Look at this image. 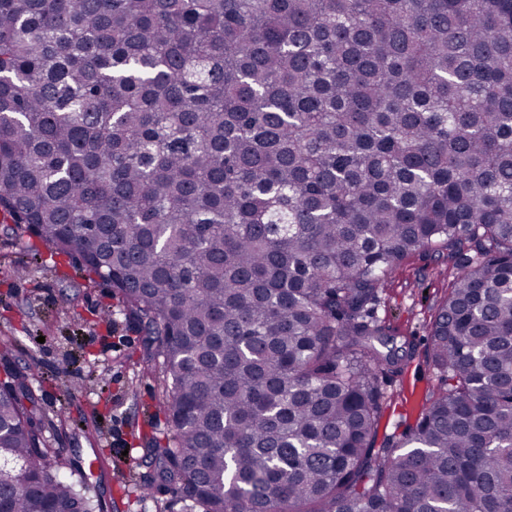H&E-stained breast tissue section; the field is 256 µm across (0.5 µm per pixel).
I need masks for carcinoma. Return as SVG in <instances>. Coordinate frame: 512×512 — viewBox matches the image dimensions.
<instances>
[{
	"instance_id": "carcinoma-1",
	"label": "carcinoma",
	"mask_w": 512,
	"mask_h": 512,
	"mask_svg": "<svg viewBox=\"0 0 512 512\" xmlns=\"http://www.w3.org/2000/svg\"><path fill=\"white\" fill-rule=\"evenodd\" d=\"M0 212L144 334L179 512H512V0H0ZM432 248L442 385L376 448ZM0 360V512H103ZM447 254L425 250L406 257L379 290L375 316L398 345L409 343L411 357L401 373L379 378L384 400L376 448L391 446L414 428L440 388V374L429 356L428 334L436 307L448 296L457 272Z\"/></svg>"
}]
</instances>
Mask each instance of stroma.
<instances>
[{"instance_id": "35a3bbf8", "label": "stroma", "mask_w": 512, "mask_h": 512, "mask_svg": "<svg viewBox=\"0 0 512 512\" xmlns=\"http://www.w3.org/2000/svg\"><path fill=\"white\" fill-rule=\"evenodd\" d=\"M27 243L23 225L0 220V346L29 376L48 446L79 466L88 495L108 512H167L173 490L148 485L145 450L165 441L170 426L143 360V335L109 285L50 249L34 257ZM455 275L447 254L425 250L402 260L379 291L375 315L409 343L411 357L401 373L379 378L376 447L414 428L441 385L428 334Z\"/></svg>"}]
</instances>
